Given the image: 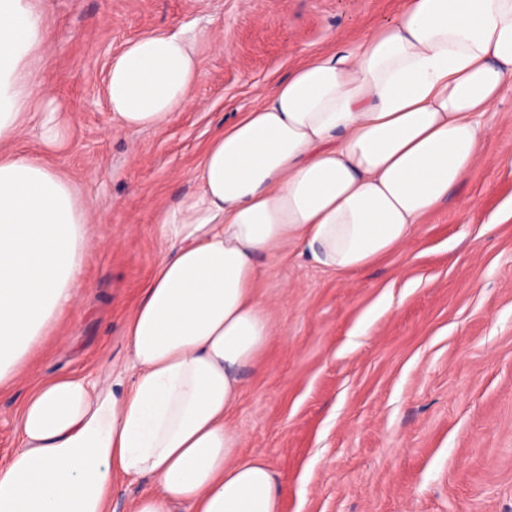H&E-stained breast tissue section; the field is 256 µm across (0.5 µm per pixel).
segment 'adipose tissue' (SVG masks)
Returning <instances> with one entry per match:
<instances>
[{"label":"adipose tissue","instance_id":"ef3b65f1","mask_svg":"<svg viewBox=\"0 0 512 512\" xmlns=\"http://www.w3.org/2000/svg\"><path fill=\"white\" fill-rule=\"evenodd\" d=\"M40 0H0V385L73 305L89 246L74 184L11 146L45 95ZM201 78L190 41L126 44L106 95L130 129L161 126ZM512 86V0H403L393 20L292 69L217 132L200 188L162 211L170 246L124 323L130 371L39 381L21 446L0 464V512H110L113 485L148 476L133 512H280L266 463L228 417L241 372L274 334L259 260L298 249L340 274L396 251L482 158L481 118Z\"/></svg>","mask_w":512,"mask_h":512}]
</instances>
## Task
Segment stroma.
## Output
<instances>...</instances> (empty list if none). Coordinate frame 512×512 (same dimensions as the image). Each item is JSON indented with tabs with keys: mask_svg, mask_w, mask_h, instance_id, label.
<instances>
[{
	"mask_svg": "<svg viewBox=\"0 0 512 512\" xmlns=\"http://www.w3.org/2000/svg\"><path fill=\"white\" fill-rule=\"evenodd\" d=\"M401 0H44L40 80L64 138L52 162L91 205L76 302L0 388V463L20 447L32 382L126 371L123 326L167 243L158 216L197 192L207 140L296 64L354 42ZM192 39L201 72L166 125L123 126L105 81L127 42ZM485 154L400 249L340 275L295 251L261 260L275 334L243 370L229 421L283 488L280 512H512V88L483 118Z\"/></svg>",
	"mask_w": 512,
	"mask_h": 512,
	"instance_id": "1",
	"label": "stroma"
}]
</instances>
